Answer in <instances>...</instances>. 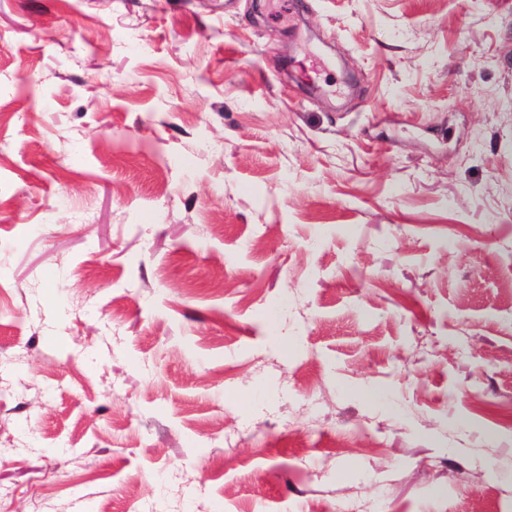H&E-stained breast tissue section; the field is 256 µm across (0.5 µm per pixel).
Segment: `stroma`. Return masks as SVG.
Wrapping results in <instances>:
<instances>
[{"mask_svg": "<svg viewBox=\"0 0 512 512\" xmlns=\"http://www.w3.org/2000/svg\"><path fill=\"white\" fill-rule=\"evenodd\" d=\"M1 112L0 512H512V0H0Z\"/></svg>", "mask_w": 512, "mask_h": 512, "instance_id": "1", "label": "stroma"}]
</instances>
